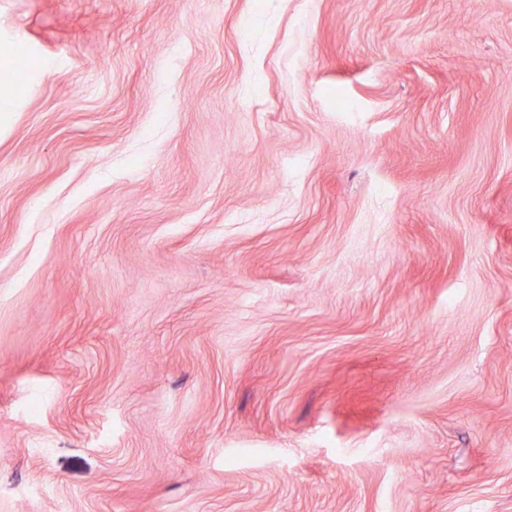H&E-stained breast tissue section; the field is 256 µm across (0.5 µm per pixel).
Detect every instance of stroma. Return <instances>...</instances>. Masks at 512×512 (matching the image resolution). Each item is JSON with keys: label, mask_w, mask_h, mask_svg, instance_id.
<instances>
[{"label": "stroma", "mask_w": 512, "mask_h": 512, "mask_svg": "<svg viewBox=\"0 0 512 512\" xmlns=\"http://www.w3.org/2000/svg\"><path fill=\"white\" fill-rule=\"evenodd\" d=\"M0 512H512V0H0Z\"/></svg>", "instance_id": "35a3bbf8"}]
</instances>
